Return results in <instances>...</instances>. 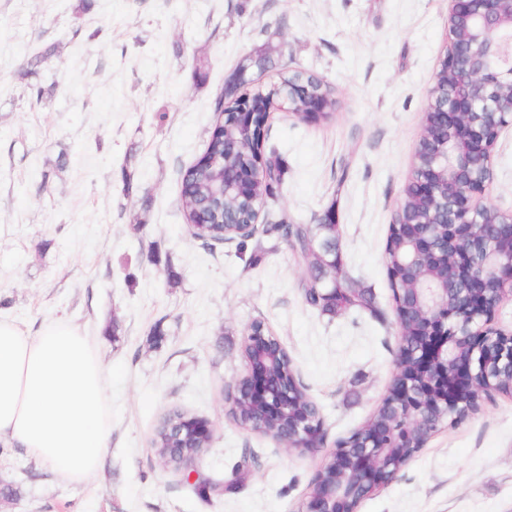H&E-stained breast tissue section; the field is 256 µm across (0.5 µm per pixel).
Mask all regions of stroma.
I'll use <instances>...</instances> for the list:
<instances>
[{"mask_svg":"<svg viewBox=\"0 0 512 512\" xmlns=\"http://www.w3.org/2000/svg\"><path fill=\"white\" fill-rule=\"evenodd\" d=\"M447 38L448 0H0V317L29 336L64 320L129 372L94 476L74 484L0 447V483L18 490L0 512H304L320 456L237 425L227 390L261 320L328 445L381 402L399 331L385 247ZM260 51L270 61L248 68L239 93L296 69L336 101L315 123L271 108L267 140L288 167L276 207L300 224L334 211L344 271L374 311L310 309L307 269L277 234L206 245L182 217L180 173ZM484 200L512 212L510 127ZM173 409L214 425L201 477L256 456L242 486L204 498L161 463L152 439ZM358 512H512V397L436 433Z\"/></svg>","mask_w":512,"mask_h":512,"instance_id":"stroma-1","label":"stroma"}]
</instances>
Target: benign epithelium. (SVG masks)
<instances>
[{
	"label": "benign epithelium",
	"mask_w": 512,
	"mask_h": 512,
	"mask_svg": "<svg viewBox=\"0 0 512 512\" xmlns=\"http://www.w3.org/2000/svg\"><path fill=\"white\" fill-rule=\"evenodd\" d=\"M323 95L306 100L305 117L315 121L323 116ZM234 123L249 128L265 124L266 117L251 110L248 97L236 98ZM428 111L440 113L425 128V137L437 143L430 179L417 181V201L421 207L437 205L433 181L448 185L446 225H418L411 235L409 249L401 255L399 266L415 267L427 255L445 270L451 280L462 285L457 300L448 302V281L422 289L416 296L417 311L427 323V335L415 349L400 346L397 354L399 393L390 403L394 414L408 429L427 431L430 415L425 399L444 409L460 404L465 390H478L481 396L495 393L491 378L503 369H512V334L494 323L495 314L505 299L512 300V241L490 252L484 263L496 271L503 288L489 294L471 292L474 275L472 243L479 235L483 201L490 180L492 155L502 130L512 126V0H448V46L436 72L428 101ZM264 167L254 164L237 170L232 190L254 213L251 224L241 225L247 234L257 224L265 201L255 187L264 182ZM246 344L258 350L259 358L246 364V399L263 422H280L281 398L288 395V383H274L268 369L278 353L263 347L255 336ZM191 438L204 447L213 438L211 421L189 420ZM323 425L312 421L297 425L288 422L282 445L311 455L319 454ZM165 453L176 469L192 475L202 452L182 444ZM392 449L376 437L367 439L358 452L357 466L349 480L358 486L379 489L394 480L400 469L388 464ZM306 512H354L336 487L319 484L307 498Z\"/></svg>",
	"instance_id": "1"
}]
</instances>
